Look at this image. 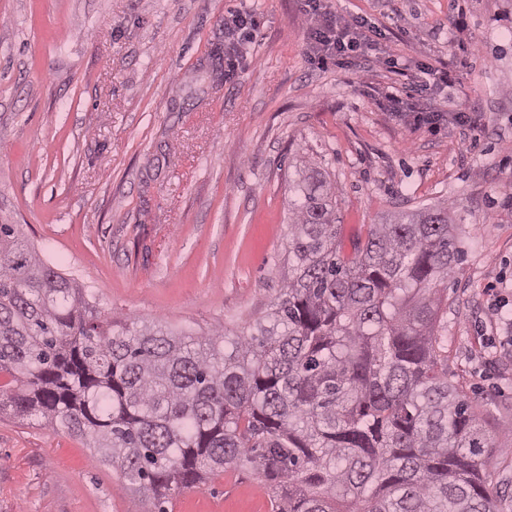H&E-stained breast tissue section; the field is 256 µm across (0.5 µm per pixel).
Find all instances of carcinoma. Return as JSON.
Segmentation results:
<instances>
[{
	"label": "carcinoma",
	"instance_id": "carcinoma-1",
	"mask_svg": "<svg viewBox=\"0 0 512 512\" xmlns=\"http://www.w3.org/2000/svg\"><path fill=\"white\" fill-rule=\"evenodd\" d=\"M297 175L288 279L229 340L114 327L0 222V410L87 439L146 512L231 463L270 482L272 512H494L491 435L436 337L463 255L448 207L374 224L345 258L336 184Z\"/></svg>",
	"mask_w": 512,
	"mask_h": 512
}]
</instances>
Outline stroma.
<instances>
[{
  "instance_id": "obj_1",
  "label": "stroma",
  "mask_w": 512,
  "mask_h": 512,
  "mask_svg": "<svg viewBox=\"0 0 512 512\" xmlns=\"http://www.w3.org/2000/svg\"><path fill=\"white\" fill-rule=\"evenodd\" d=\"M386 32L379 55L448 67L462 131L377 104L404 91L378 62L310 64L298 0H0V217L117 324L235 334L288 275V173L330 172L342 251L371 225L447 204L463 259L437 334L487 411L489 469L512 512V0H337ZM260 27L225 79L224 18ZM464 16L465 31L455 20ZM81 437L0 410V512H143ZM168 512H271L230 464Z\"/></svg>"
}]
</instances>
